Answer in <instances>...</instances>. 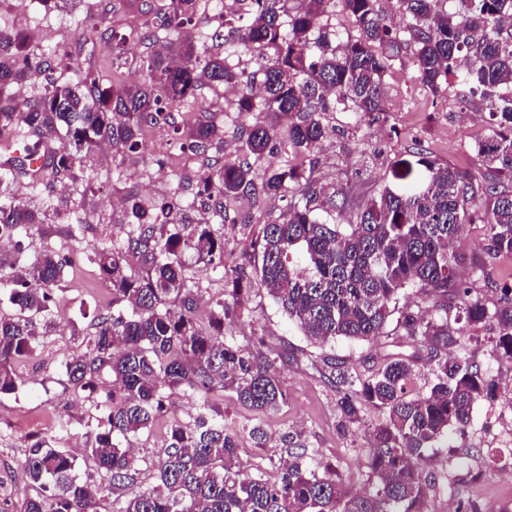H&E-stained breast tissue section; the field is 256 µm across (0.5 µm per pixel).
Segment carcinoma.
Instances as JSON below:
<instances>
[{"label":"carcinoma","instance_id":"1","mask_svg":"<svg viewBox=\"0 0 512 512\" xmlns=\"http://www.w3.org/2000/svg\"><path fill=\"white\" fill-rule=\"evenodd\" d=\"M210 2L160 0L152 24L138 32L145 45L142 83L109 89L90 71L76 84L59 76L21 108L11 105V90L32 72L29 38L0 32V139L21 140L0 156V237L11 239L18 253L0 266V288L13 307L11 314L0 313V394L25 385L18 366L51 333L65 265L47 245L34 251L33 260L24 257L31 229L46 223V214L5 196L4 184L29 175L30 157L42 160L43 181H81L92 148L106 143L116 153L141 152V126L170 123L172 109L199 104L202 89L213 86L236 90L244 115L266 112L286 121L288 145L308 161L304 167L281 164L256 181L254 163L275 154L281 141L276 123L255 122L241 131L242 156L198 174L192 204L213 209L223 221L244 197L296 194L287 210L262 225L254 276L231 271L206 326L196 316L181 257L192 252L222 266L224 237L206 224L191 225L180 206L165 202L149 216L139 202L131 204L133 224L121 244L88 257L112 302L77 330L83 349L62 364L64 388L99 413L91 456L100 482L81 479L57 436H32L23 470L38 492L23 499L19 512H420L435 479L423 474L418 460L465 433L476 401L491 407L498 398L497 380L471 356L448 354L463 335L459 323H494L492 356L512 358V287L500 288L499 304L490 309L458 284L455 273L466 223L485 225L488 258L512 256V187L503 181L512 178V0H456L452 13L446 0H395L408 18L402 29L385 22L378 0H246L244 14L212 11ZM338 5L358 36L333 46L323 18ZM196 20L210 27L211 42L229 44L225 56L210 53L205 43L170 39ZM109 37L112 63L119 67L129 33L112 28ZM408 49L415 79L434 99L458 81L468 87L460 109L487 112L490 134L472 147L487 174L474 182L420 150L416 163L406 162L396 174L400 184L381 190L357 223H330L323 215L336 212L343 192L314 176L316 151L330 137L326 115L379 117L385 76ZM222 144L224 131L204 123L185 131L179 149L205 158ZM478 198L488 201L482 212L472 209ZM90 227L75 211L61 231L77 241ZM131 255L146 265L145 274L133 273ZM256 287L313 344L395 336L426 348L432 380L418 393L409 358L398 355L358 378L332 356L323 357L324 378L339 396L341 425L360 422L365 405L383 414L367 448L370 473L379 479L374 493L351 496L336 472L310 468L305 441L290 432L280 436L288 460L275 479L242 468L239 432L216 410L188 422L172 418L158 459L135 455L139 434L164 416L177 390L204 399L231 391L258 415L288 402L277 364L296 361L294 352L255 353L224 334V322ZM408 288L432 301L435 327L406 310L387 330L392 303ZM104 374L112 381L102 395ZM248 436L257 448L271 439L260 422ZM141 463L157 468L159 484L132 491Z\"/></svg>","mask_w":512,"mask_h":512}]
</instances>
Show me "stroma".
I'll list each match as a JSON object with an SVG mask.
<instances>
[{
    "instance_id": "1",
    "label": "stroma",
    "mask_w": 512,
    "mask_h": 512,
    "mask_svg": "<svg viewBox=\"0 0 512 512\" xmlns=\"http://www.w3.org/2000/svg\"><path fill=\"white\" fill-rule=\"evenodd\" d=\"M107 11L108 22L122 30L152 19L148 0H60L43 7L39 0H5L0 5V31H18L19 20H27L30 49L42 54L50 49L63 51L64 75L80 81L86 70L98 72L104 86L112 84V42L104 35L89 32L83 23L85 15ZM386 111L379 120L351 112H332L327 123L344 129L341 137L327 140L317 155L316 175L322 182L343 187L346 204L336 221L353 224L366 204L386 186L395 185L393 170L397 161L413 156L415 146H422L431 157L452 165L481 180L484 168L469 149L473 141L488 135V126L479 110L461 113L458 101L465 94L464 85L449 87L441 100H433L414 79L410 54H403L385 77ZM264 112L242 115L236 103L225 102L223 95L211 89L203 91L202 110L174 115L176 126L212 121L224 129V155H237L241 143L235 132L243 122H265ZM141 137L148 149L140 154H114L111 147L96 149L88 171L94 190L71 186L67 194L45 185H29L27 180L11 183V190L29 206L41 209L48 202L66 196L67 200L86 213L93 226L80 242L73 243L60 235L68 223L66 209L50 215L46 224L34 234L35 244H50L66 260L55 308V328L19 372L25 379L17 392L0 395V512H15L26 496L32 495L22 467L26 439L32 435H50L57 420L71 415L76 423L61 443L74 458L80 476L96 475L90 455V437L82 421L87 418L86 406L74 401L59 382V364L80 349L81 340L74 329L83 322V312L111 302L112 296L87 262L98 248L110 239H122L125 211L131 201L150 204L170 197L190 202V190L180 188L184 174L195 167L194 161L180 154L167 127H143ZM288 205L287 198L277 197L255 205L240 200L235 205L242 221L222 223L215 214L207 222L224 238V264L214 267L195 255L182 258L187 284L198 291L197 316L207 323L210 306L224 295L227 272L254 256V240L262 226L279 215ZM462 249L468 256L466 265L458 270L461 281L471 288L473 296L486 305H494L499 289L512 286V257L488 260L484 252L485 227L467 224L462 229ZM239 342L251 348L294 350L299 363L285 364L281 373L288 386V402L279 412L264 416L266 429L273 434L297 430L308 442L306 460L316 469L333 468L350 493L371 492L376 478L368 469L365 452L368 427L381 419V412L364 407L362 424L340 428L337 396L334 388L314 370L321 354L327 353L345 362L353 375L367 377L398 349L389 340L376 343L352 342L345 339L324 347L310 344L299 329L281 311L266 290H254L243 310L224 327ZM171 414L189 420L203 404L223 412L226 424L234 429L250 425L254 414L237 404L232 394L202 399L189 391H178L172 397ZM499 414L503 425L512 424V386L501 385L494 405L477 401L471 423L457 448H442L425 454L420 467L435 476L421 504V512H457L459 505L473 507L475 512H512V448L492 442L488 433L492 414Z\"/></svg>"
}]
</instances>
